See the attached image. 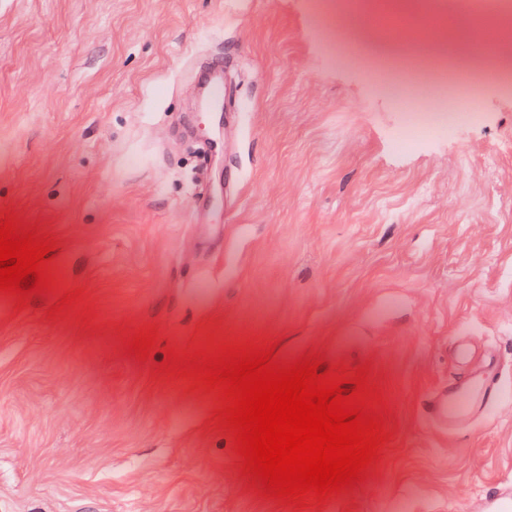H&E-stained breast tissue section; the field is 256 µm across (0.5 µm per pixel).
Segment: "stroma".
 I'll list each match as a JSON object with an SVG mask.
<instances>
[{
    "instance_id": "35a3bbf8",
    "label": "stroma",
    "mask_w": 512,
    "mask_h": 512,
    "mask_svg": "<svg viewBox=\"0 0 512 512\" xmlns=\"http://www.w3.org/2000/svg\"><path fill=\"white\" fill-rule=\"evenodd\" d=\"M350 3L0 0V218L73 283L0 313V512H494L512 490V95L468 81L480 121L395 144L423 46L503 31L438 0L446 29L401 35L376 21L393 0ZM246 344L365 371L364 482L296 507L241 475L218 390L164 362ZM481 369L502 398L435 427L429 396Z\"/></svg>"
}]
</instances>
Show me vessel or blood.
<instances>
[{"mask_svg":"<svg viewBox=\"0 0 512 512\" xmlns=\"http://www.w3.org/2000/svg\"><path fill=\"white\" fill-rule=\"evenodd\" d=\"M500 397L501 392L495 383L476 377L464 387L439 394L429 403L427 413L443 428L454 431L477 410L489 407Z\"/></svg>","mask_w":512,"mask_h":512,"instance_id":"vessel-or-blood-1","label":"vessel or blood"}]
</instances>
